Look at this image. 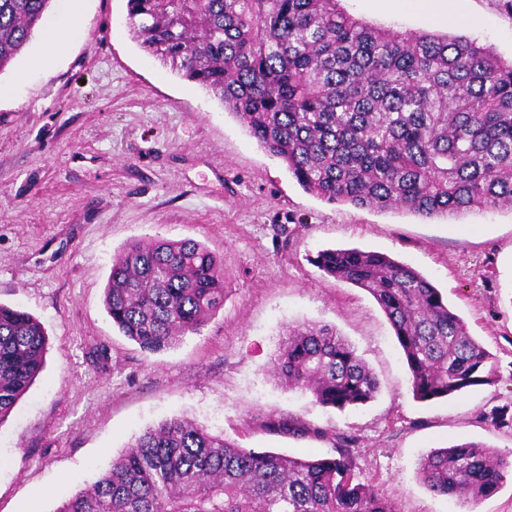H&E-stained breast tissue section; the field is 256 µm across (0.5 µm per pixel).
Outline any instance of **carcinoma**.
<instances>
[{"label": "carcinoma", "instance_id": "1", "mask_svg": "<svg viewBox=\"0 0 512 512\" xmlns=\"http://www.w3.org/2000/svg\"><path fill=\"white\" fill-rule=\"evenodd\" d=\"M53 0H0V72ZM148 55L216 97L308 193L331 204L453 219L512 209V62L463 36L399 33L347 13L341 0H127ZM326 276L368 292L403 351L413 397L446 398L495 382L496 361L425 276L391 256L325 249ZM112 324L149 353L198 334L224 306V262L192 240L132 242L105 288ZM47 339L25 311L0 304V425L41 372ZM272 373L324 407L372 400L377 377L333 327L300 324ZM270 433L319 437L289 415ZM355 439L299 458L246 449L182 418L145 429L56 512H394L356 476ZM432 493L494 494L512 456L483 442L438 448L418 467Z\"/></svg>", "mask_w": 512, "mask_h": 512}]
</instances>
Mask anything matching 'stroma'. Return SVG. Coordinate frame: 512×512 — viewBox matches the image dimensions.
Segmentation results:
<instances>
[{
	"label": "stroma",
	"mask_w": 512,
	"mask_h": 512,
	"mask_svg": "<svg viewBox=\"0 0 512 512\" xmlns=\"http://www.w3.org/2000/svg\"><path fill=\"white\" fill-rule=\"evenodd\" d=\"M78 13L66 52L35 65V34L0 72V303L33 315L45 365L0 424V512H55L147 427L183 417L241 447L298 457L356 440L357 474L396 512H512V479L475 503L429 492L418 464L474 440L507 453L512 428V211L450 222L330 204L305 192L211 93L143 52L126 0H55ZM342 0L352 16L396 32L464 36L512 60V0ZM194 239L224 260V306L200 334L152 354L123 336L104 307L113 257L136 240ZM387 254L440 289L495 355L498 379L450 398L415 400L404 354L366 291L326 277V248ZM328 325L379 381L345 410L273 376L289 327ZM289 414L325 438L265 431Z\"/></svg>",
	"instance_id": "stroma-1"
}]
</instances>
